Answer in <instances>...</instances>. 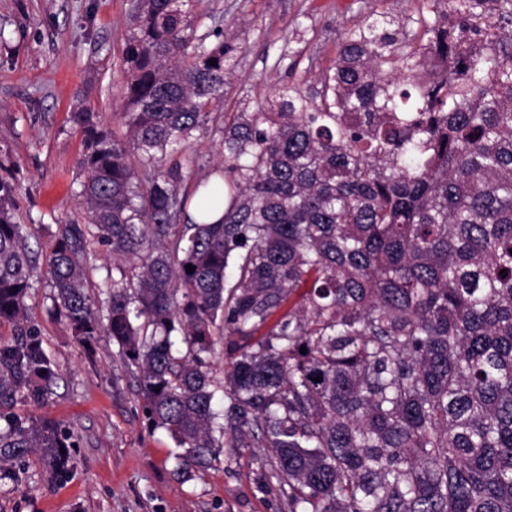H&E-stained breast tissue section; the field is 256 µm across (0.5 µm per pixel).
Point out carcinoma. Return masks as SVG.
Masks as SVG:
<instances>
[{
  "label": "carcinoma",
  "mask_w": 512,
  "mask_h": 512,
  "mask_svg": "<svg viewBox=\"0 0 512 512\" xmlns=\"http://www.w3.org/2000/svg\"><path fill=\"white\" fill-rule=\"evenodd\" d=\"M194 2L132 0L113 84L132 149L72 112L87 223L56 239V314L87 349L118 345L185 471L227 436L271 449L288 512H512V0L497 47L429 83L397 19L366 17L315 86H275L254 112L242 99L224 165L183 193L244 52L214 15L197 34ZM485 2L430 0L414 19L429 52L453 60L477 34L458 18ZM13 197L0 182V461L37 448L62 479L67 431L12 412L57 378L25 314L38 271ZM90 238L119 274L101 311Z\"/></svg>",
  "instance_id": "carcinoma-1"
}]
</instances>
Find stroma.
<instances>
[{"label":"stroma","mask_w":512,"mask_h":512,"mask_svg":"<svg viewBox=\"0 0 512 512\" xmlns=\"http://www.w3.org/2000/svg\"><path fill=\"white\" fill-rule=\"evenodd\" d=\"M130 0H0V179L14 187V220L49 256L58 227L84 223L77 192L83 135L72 111L89 106L119 140L126 128L112 97ZM423 0H200L246 47L227 86L223 111L243 95L314 79L331 66L347 33L371 14L405 21ZM288 64H280V57ZM222 137L208 129L190 147L198 160L182 184L192 190L221 160ZM53 290L34 280L29 321L57 364L43 406L17 404L20 417L62 424L75 443L66 478L37 455L0 464V512H285L264 448H223L219 462L182 470L178 447L151 429L134 371L99 337L93 350L53 315Z\"/></svg>","instance_id":"obj_1"}]
</instances>
